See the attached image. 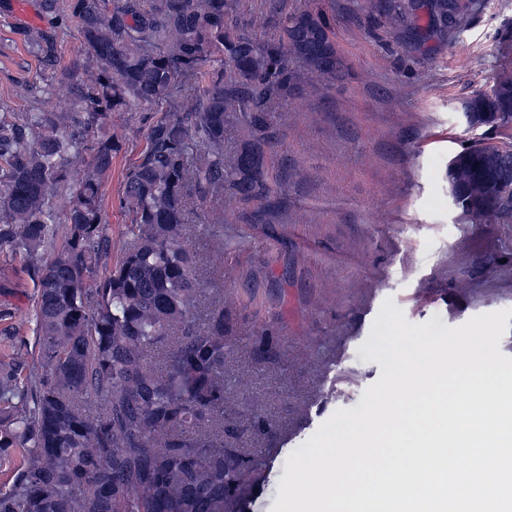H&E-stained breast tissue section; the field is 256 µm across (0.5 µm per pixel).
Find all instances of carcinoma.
Returning <instances> with one entry per match:
<instances>
[{
  "instance_id": "1",
  "label": "carcinoma",
  "mask_w": 512,
  "mask_h": 512,
  "mask_svg": "<svg viewBox=\"0 0 512 512\" xmlns=\"http://www.w3.org/2000/svg\"><path fill=\"white\" fill-rule=\"evenodd\" d=\"M60 32L76 29L92 65L63 73L73 101L61 112L0 116V249L27 260L36 290L37 372L16 383L0 360V449L21 460L0 490V512H245L265 463L247 440L269 430L245 422L224 394V289L204 287L185 246L197 207L224 195L263 201L277 192L267 164L271 104L306 72L345 75L332 26L309 11L281 19L261 43L228 22V0H49ZM479 0H429L425 40L466 26ZM39 53L57 38L40 33ZM211 68H206V64ZM115 112H137L145 147L125 175L119 208L129 240L95 279L112 241L101 216L112 171ZM472 123L512 129V75L466 107ZM243 134L236 155L224 137ZM84 146V179L66 157ZM448 186L472 222L512 221V143L470 146L448 164ZM70 195L64 240L54 199ZM49 257H43L47 250ZM166 346L163 366L148 357ZM239 447H224V437Z\"/></svg>"
}]
</instances>
